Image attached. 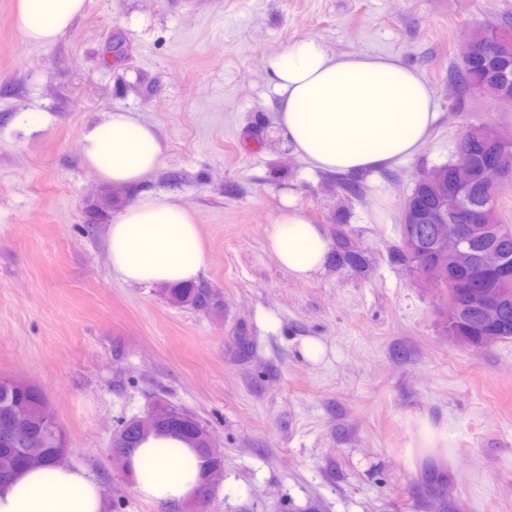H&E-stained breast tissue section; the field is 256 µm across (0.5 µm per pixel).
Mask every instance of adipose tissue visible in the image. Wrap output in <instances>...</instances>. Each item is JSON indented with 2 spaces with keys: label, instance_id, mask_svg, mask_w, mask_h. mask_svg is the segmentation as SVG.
Wrapping results in <instances>:
<instances>
[{
  "label": "adipose tissue",
  "instance_id": "1",
  "mask_svg": "<svg viewBox=\"0 0 512 512\" xmlns=\"http://www.w3.org/2000/svg\"><path fill=\"white\" fill-rule=\"evenodd\" d=\"M86 0H18L15 24L31 44L48 46L67 33ZM280 99L277 133L315 169L333 174L376 170L413 155L437 114L432 92L414 68L383 56L339 55L303 38L269 58ZM86 168L110 187L133 189L164 157L158 130L135 113L103 112L81 134ZM109 259L129 285L166 287L197 280L203 265L200 228L176 196H141L107 229ZM276 263L306 278L329 251L324 230L285 205L268 232ZM128 468L137 493L158 504H183L199 490L202 460L182 440L147 436ZM0 512H105L100 485L82 465L63 457L0 484Z\"/></svg>",
  "mask_w": 512,
  "mask_h": 512
}]
</instances>
